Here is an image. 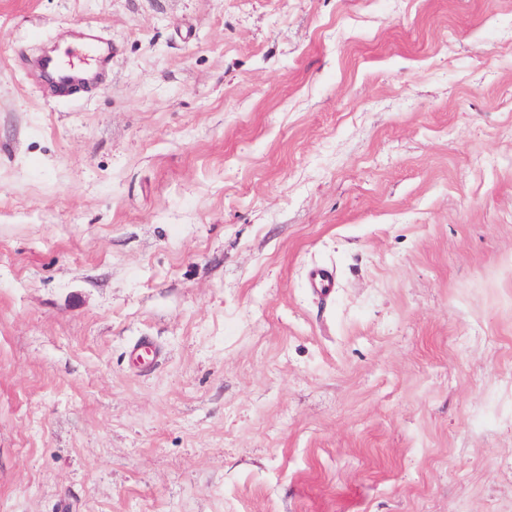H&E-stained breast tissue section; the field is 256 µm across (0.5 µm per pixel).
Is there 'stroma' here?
Instances as JSON below:
<instances>
[{
	"label": "stroma",
	"instance_id": "35a3bbf8",
	"mask_svg": "<svg viewBox=\"0 0 512 512\" xmlns=\"http://www.w3.org/2000/svg\"><path fill=\"white\" fill-rule=\"evenodd\" d=\"M0 512H512V0H0ZM99 48L95 45H87L80 49H75L72 52V57L69 59V66L61 68L52 59H47L44 63L46 67L50 64L56 70L59 76V80L62 82V91L65 96H75L83 91L84 86L79 84V78L74 75L78 70L83 72L91 71L100 61V56H96L95 52H98ZM94 52V55L91 53ZM308 286L319 296L328 297L334 287L333 276L324 267L312 268L308 273ZM160 354V349L149 336H140L132 343L128 351L129 362L135 368H139L150 357H152L150 360L152 363Z\"/></svg>",
	"mask_w": 512,
	"mask_h": 512
}]
</instances>
